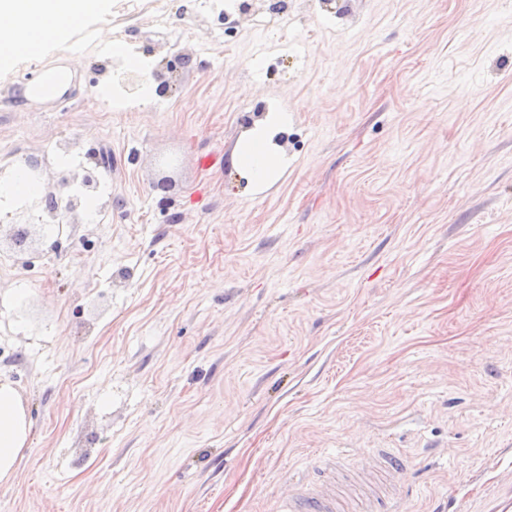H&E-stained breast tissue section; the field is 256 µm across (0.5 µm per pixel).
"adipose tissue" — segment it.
I'll return each mask as SVG.
<instances>
[{
	"label": "adipose tissue",
	"mask_w": 512,
	"mask_h": 512,
	"mask_svg": "<svg viewBox=\"0 0 512 512\" xmlns=\"http://www.w3.org/2000/svg\"><path fill=\"white\" fill-rule=\"evenodd\" d=\"M108 0H0V71L13 67L35 43L66 39L73 20L102 15ZM288 123L284 112H266L252 119L230 154V164L245 172L257 189L275 182L288 164L272 142ZM30 433L21 395L14 384L0 379V481L17 469Z\"/></svg>",
	"instance_id": "1"
}]
</instances>
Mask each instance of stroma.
Wrapping results in <instances>:
<instances>
[{
  "mask_svg": "<svg viewBox=\"0 0 512 512\" xmlns=\"http://www.w3.org/2000/svg\"><path fill=\"white\" fill-rule=\"evenodd\" d=\"M100 17L0 73V166L105 153L92 205L17 253L0 223V377L31 432L0 512H276L284 473L407 455L403 512L512 497V0H289ZM188 22L180 41L165 27ZM191 62L124 107L98 31ZM67 98L24 91L46 64ZM288 115L264 190L226 158ZM218 155L205 171L201 154ZM178 166L163 173L157 159Z\"/></svg>",
  "mask_w": 512,
  "mask_h": 512,
  "instance_id": "35a3bbf8",
  "label": "stroma"
}]
</instances>
